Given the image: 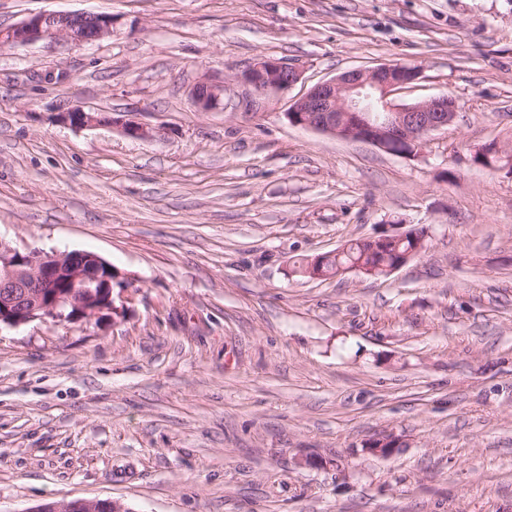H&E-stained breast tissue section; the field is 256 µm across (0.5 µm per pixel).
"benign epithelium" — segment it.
I'll return each instance as SVG.
<instances>
[{"label": "benign epithelium", "instance_id": "7a95c632", "mask_svg": "<svg viewBox=\"0 0 512 512\" xmlns=\"http://www.w3.org/2000/svg\"><path fill=\"white\" fill-rule=\"evenodd\" d=\"M112 16L89 12L35 14L0 32V41L29 45L46 39L66 38L77 43L99 41L112 35ZM256 91L280 92L301 79L294 67L260 57L238 75ZM420 78L417 67L383 63L356 68L313 86L291 104V124L351 141L370 143L386 152L416 156L427 138L448 128L457 112L456 100L446 94L422 101L398 103L397 92ZM192 95L203 110L224 105V82L200 79ZM55 120L77 129L112 124L135 139L152 137L153 128L131 118L108 117L101 112L72 107ZM121 272L93 252H21L0 240V326L16 327L51 318L58 323L91 320L104 312L123 317L112 300V282ZM31 512H123L110 499H74Z\"/></svg>", "mask_w": 512, "mask_h": 512}]
</instances>
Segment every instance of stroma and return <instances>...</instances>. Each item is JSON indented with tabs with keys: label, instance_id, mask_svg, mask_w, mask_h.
Returning a JSON list of instances; mask_svg holds the SVG:
<instances>
[{
	"label": "stroma",
	"instance_id": "stroma-1",
	"mask_svg": "<svg viewBox=\"0 0 512 512\" xmlns=\"http://www.w3.org/2000/svg\"><path fill=\"white\" fill-rule=\"evenodd\" d=\"M84 11L111 36L0 47V239L100 255L125 316L0 328V512H512V174L472 161L512 145V0H0V30ZM261 56L300 81L237 80ZM381 63L457 102L417 156L289 122ZM396 221L425 247L388 277L293 271ZM192 95L201 109H216L224 105V83L209 77L201 78L193 87ZM55 120L77 129L112 124V126L120 127L125 135L135 139H147L153 135V128L142 122L131 118H110L101 112L86 111L80 106L58 112L55 115ZM120 503L110 499H74L49 506L34 507L31 512H123Z\"/></svg>",
	"mask_w": 512,
	"mask_h": 512
}]
</instances>
